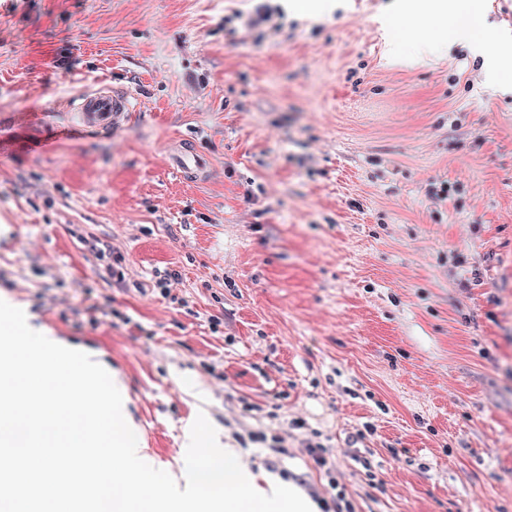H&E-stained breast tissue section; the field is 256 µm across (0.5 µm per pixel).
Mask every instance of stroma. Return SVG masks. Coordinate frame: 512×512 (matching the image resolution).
Returning <instances> with one entry per match:
<instances>
[{
  "instance_id": "35a3bbf8",
  "label": "stroma",
  "mask_w": 512,
  "mask_h": 512,
  "mask_svg": "<svg viewBox=\"0 0 512 512\" xmlns=\"http://www.w3.org/2000/svg\"><path fill=\"white\" fill-rule=\"evenodd\" d=\"M327 2L0 0L1 120L40 135L83 94L140 96L118 132L0 149V300L120 373L178 480L202 414L310 500L512 512V0H479V46L398 65L432 16Z\"/></svg>"
}]
</instances>
